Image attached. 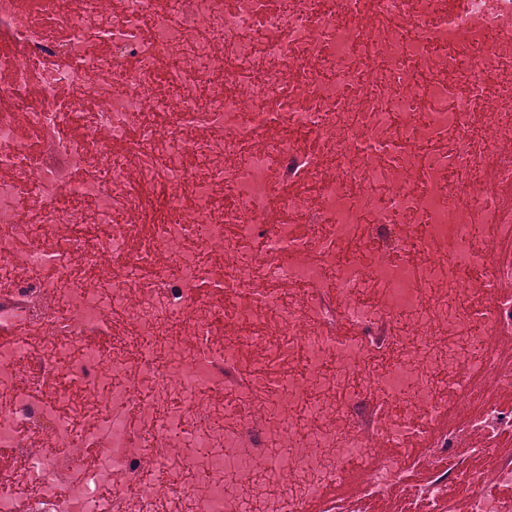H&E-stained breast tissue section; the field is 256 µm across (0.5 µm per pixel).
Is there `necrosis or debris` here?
Segmentation results:
<instances>
[{"label":"necrosis or debris","instance_id":"4bbe7bcc","mask_svg":"<svg viewBox=\"0 0 512 512\" xmlns=\"http://www.w3.org/2000/svg\"><path fill=\"white\" fill-rule=\"evenodd\" d=\"M146 14L156 17L150 41L137 35ZM261 26L270 39H255ZM3 38L12 48L0 50V326L13 336L0 343V450L14 463L0 471V512H233L225 449L263 463L271 441L292 440L309 374L324 412L347 413L376 355L396 357L376 383L406 415L370 416L343 436L323 427L318 451L276 460L288 476L270 512H296L335 482L337 448L425 436L449 451L488 424L512 431V409L486 399L457 432L434 433L443 398L428 380L446 368L449 389L469 393L470 373L503 370L492 335H512V298L497 295L512 269L494 265L482 232L496 205L484 164L512 140V0H287L279 11L268 0H184L176 15L157 12L156 0H122L116 15L102 0H47L39 18L0 0ZM96 42L109 54L90 55ZM203 44L212 53L201 63ZM168 57L181 66L154 93ZM215 92L223 108L208 105ZM77 114L84 137L64 136ZM160 116L174 128L159 129ZM134 122L137 136L125 139ZM284 122L316 149L271 135ZM25 125L84 178L47 166ZM285 180L310 188L285 202L306 234L269 218ZM150 190L171 216L127 249V218ZM256 238L263 249L249 252ZM174 247L185 264L176 279L160 263ZM108 254L125 260L112 267ZM43 268L54 279L30 281ZM327 270L337 273L330 302ZM362 281L382 308L356 302ZM215 293L246 302L219 342ZM110 294L150 309L128 321L100 308ZM423 308L432 316L418 336L407 318ZM259 312L274 346L255 373L239 348ZM339 320L356 338L337 336ZM93 333L112 342L88 355ZM131 338L185 353L164 364L129 350ZM309 338L335 354L330 373L317 359L291 370ZM235 377L247 389L230 402L223 388ZM191 380L206 387L190 409L201 432L159 430ZM131 415L141 432L127 427ZM148 465L184 478L124 508L125 484ZM490 481L512 485L511 455L491 474L472 472L467 512H512Z\"/></svg>","mask_w":512,"mask_h":512}]
</instances>
